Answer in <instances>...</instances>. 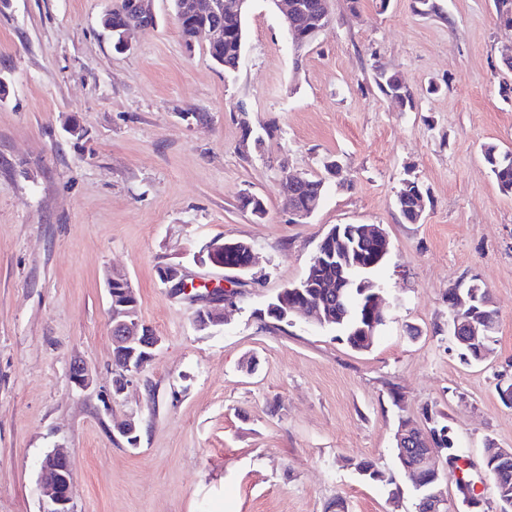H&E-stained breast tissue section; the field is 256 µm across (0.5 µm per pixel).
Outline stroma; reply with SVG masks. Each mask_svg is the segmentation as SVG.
Wrapping results in <instances>:
<instances>
[{"mask_svg":"<svg viewBox=\"0 0 512 512\" xmlns=\"http://www.w3.org/2000/svg\"><path fill=\"white\" fill-rule=\"evenodd\" d=\"M120 0H0V512H41L38 463L62 447L76 512H415L394 436L399 419L444 413L472 465L482 512H499L486 441L512 449V196L482 154L512 150V28L495 0H330L315 41L294 51L271 0H251L235 72L205 41L186 45L171 0L120 52L101 17ZM400 76L403 107L374 82ZM78 120L82 138L66 127ZM257 140L241 152L244 134ZM335 156L343 168L327 175ZM322 178L296 222L284 170ZM426 191L400 215L404 180ZM249 193L264 218L242 208ZM338 224H377L390 252L373 275L386 321L351 349L334 330L276 322L268 303L306 274ZM214 239L244 241L252 268L199 263ZM233 286L223 325L198 330L196 303L161 268ZM126 275L162 343L126 392L106 277ZM478 280L499 314L489 359L463 363L448 291ZM93 377L71 383L72 361ZM399 389L393 405L390 389ZM138 427L130 447L116 430ZM367 461L402 490L365 481Z\"/></svg>","mask_w":512,"mask_h":512,"instance_id":"35a3bbf8","label":"stroma"}]
</instances>
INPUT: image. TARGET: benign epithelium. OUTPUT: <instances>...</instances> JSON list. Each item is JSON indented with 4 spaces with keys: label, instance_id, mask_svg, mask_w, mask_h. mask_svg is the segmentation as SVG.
Segmentation results:
<instances>
[{
    "label": "benign epithelium",
    "instance_id": "obj_1",
    "mask_svg": "<svg viewBox=\"0 0 512 512\" xmlns=\"http://www.w3.org/2000/svg\"><path fill=\"white\" fill-rule=\"evenodd\" d=\"M152 0H121L120 10L122 21L118 26L112 25V13H106L102 23L109 29L120 32L115 46L119 50L131 47V35L134 31L150 27L156 18L151 5ZM249 0H195L190 16L194 19H207L214 14L228 12L241 16L247 9ZM281 6L283 28L287 39L295 50L300 51L314 42L328 17L327 0H320L318 12L307 16L305 29H300L296 17L298 5L292 0H274ZM163 282L170 285L172 292L179 294L184 291L187 281L178 266L163 269ZM110 307L109 323L113 343V362L119 368L118 377L113 382L114 392L121 394L126 389L129 378L139 374L155 355L161 344V337L137 319L135 308V292L128 279L120 274H111L107 278ZM200 305L195 314V325L200 330L224 323V310L212 305V298L196 300ZM282 317L294 316L307 319L316 316L320 323L326 317L318 307L300 303H283L279 310ZM489 327L467 319L456 321V332H464L469 342L475 343L481 337H487ZM70 378L81 390L91 387L92 379L84 367L74 363L70 367ZM397 447L416 448V462L407 470V475L414 478L418 473L427 475L438 473V457L434 449L422 447V439L413 428L400 426L396 435ZM40 491L42 495V512H75L73 493V467L70 457L53 450L44 455L40 461ZM427 512H453L454 507L447 496L438 492L426 501Z\"/></svg>",
    "mask_w": 512,
    "mask_h": 512
}]
</instances>
